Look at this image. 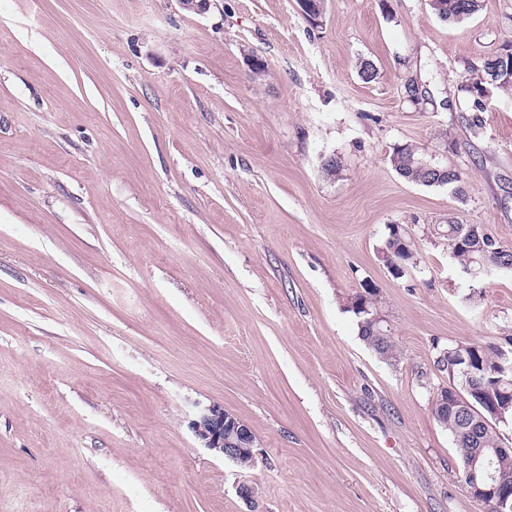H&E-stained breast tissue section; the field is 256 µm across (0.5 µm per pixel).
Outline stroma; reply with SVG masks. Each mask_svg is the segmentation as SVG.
I'll return each instance as SVG.
<instances>
[{
	"label": "stroma",
	"instance_id": "1",
	"mask_svg": "<svg viewBox=\"0 0 512 512\" xmlns=\"http://www.w3.org/2000/svg\"><path fill=\"white\" fill-rule=\"evenodd\" d=\"M482 4L0 0V512H487L433 409L438 351L512 336V272L468 279L442 236L512 245V95L458 91L512 41ZM443 139L460 196L390 164ZM366 282L396 362L347 309ZM210 404L251 468L195 438ZM435 13L444 21H461L475 15L482 0H431ZM382 253L385 255L384 259H390L391 263L401 262L406 268L418 264V255L413 249L410 239L402 234L395 225L389 228L388 236L383 243Z\"/></svg>",
	"mask_w": 512,
	"mask_h": 512
}]
</instances>
